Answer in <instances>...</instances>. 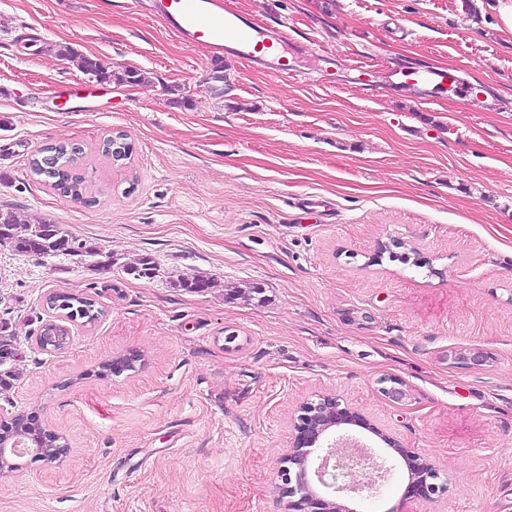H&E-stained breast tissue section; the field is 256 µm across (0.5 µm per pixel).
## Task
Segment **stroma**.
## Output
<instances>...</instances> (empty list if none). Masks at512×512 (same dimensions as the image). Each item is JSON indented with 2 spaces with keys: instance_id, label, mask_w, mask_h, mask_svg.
Here are the masks:
<instances>
[{
  "instance_id": "1",
  "label": "stroma",
  "mask_w": 512,
  "mask_h": 512,
  "mask_svg": "<svg viewBox=\"0 0 512 512\" xmlns=\"http://www.w3.org/2000/svg\"><path fill=\"white\" fill-rule=\"evenodd\" d=\"M336 54V83L278 81L186 45L146 8L103 0H0V206L40 214L111 257L36 258L0 247V320L19 374L0 414L38 411L70 453L0 476V512H290L272 470L300 404L332 394L448 484L402 502L405 467L357 512H512V32L500 0H233ZM25 33L136 68L139 85L91 83ZM372 65L375 85L355 81ZM451 68L483 103L431 104L389 88L395 66ZM126 134L130 159L98 151ZM85 152L96 198L59 196L28 161ZM321 197L307 218L301 198ZM386 244L379 262L370 257ZM151 257L152 279L128 274ZM203 274L205 293L178 288ZM257 284L262 300H232ZM51 291L101 315L60 353L35 344ZM476 347L480 367L447 353ZM141 352L107 376L102 362ZM392 376L408 398L380 391Z\"/></svg>"
}]
</instances>
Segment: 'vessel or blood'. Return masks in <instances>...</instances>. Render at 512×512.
<instances>
[{
	"mask_svg": "<svg viewBox=\"0 0 512 512\" xmlns=\"http://www.w3.org/2000/svg\"><path fill=\"white\" fill-rule=\"evenodd\" d=\"M150 2L153 15L185 44L260 67L279 80L302 75L307 68L323 70L334 58L332 52L310 48L279 24L257 21L221 0ZM386 80L428 102L449 100L467 105L479 98L477 87L453 70L401 67L388 71Z\"/></svg>",
	"mask_w": 512,
	"mask_h": 512,
	"instance_id": "vessel-or-blood-1",
	"label": "vessel or blood"
}]
</instances>
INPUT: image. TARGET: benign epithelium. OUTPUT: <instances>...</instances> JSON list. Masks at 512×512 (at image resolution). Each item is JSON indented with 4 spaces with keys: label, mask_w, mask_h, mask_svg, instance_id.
<instances>
[{
    "label": "benign epithelium",
    "mask_w": 512,
    "mask_h": 512,
    "mask_svg": "<svg viewBox=\"0 0 512 512\" xmlns=\"http://www.w3.org/2000/svg\"><path fill=\"white\" fill-rule=\"evenodd\" d=\"M74 340L71 328L61 325L55 333L40 337L43 345L68 348ZM454 359L467 366H482L489 355L482 349L454 354ZM381 392L400 404L407 393L395 378H383ZM19 430H27L20 439L0 433V467L20 468L15 458L34 453L52 463L66 457L68 444L40 423L36 411L17 412L11 416ZM291 441L275 471L283 493L292 498L297 512H338L340 497L373 498L388 478L392 466L388 457L376 454L357 441L359 429L378 432L371 419L359 408L334 395H323L316 401L303 403L291 419ZM388 447L397 450L408 469V482L403 491L406 501L430 503L447 491L436 465L413 448L398 440L385 438Z\"/></svg>",
    "instance_id": "benign-epithelium-1"
}]
</instances>
